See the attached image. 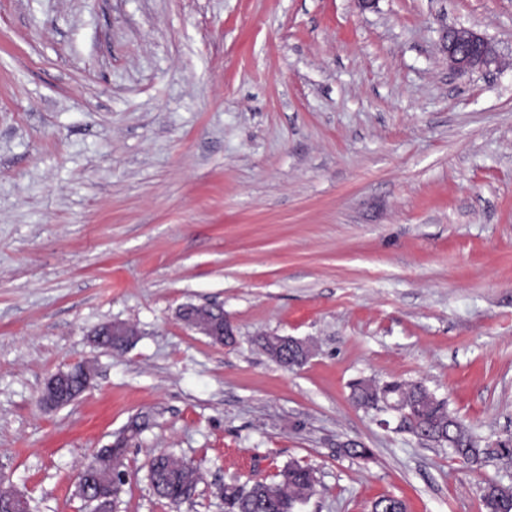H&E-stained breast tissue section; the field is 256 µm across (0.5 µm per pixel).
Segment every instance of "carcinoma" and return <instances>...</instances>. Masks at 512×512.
<instances>
[{"mask_svg":"<svg viewBox=\"0 0 512 512\" xmlns=\"http://www.w3.org/2000/svg\"><path fill=\"white\" fill-rule=\"evenodd\" d=\"M262 347L267 355L280 365L293 369L300 366L299 355L290 348L283 350L263 338ZM82 386V373L74 372L63 387L61 401L68 403ZM351 400L366 412L379 413L382 404L398 401L409 413V422L403 431L419 439L448 445V448L469 465H478L487 457L482 440L461 423L449 410L447 401L437 398L422 383L387 381L382 384L359 379L351 384ZM125 448L117 444L105 450L103 459L92 477V484L82 489L87 501L98 489L116 498L120 487L115 484L111 463L120 460ZM148 480L155 494L170 503L191 498L197 492L200 481L197 469L171 454L152 458ZM315 472L298 463L284 466L274 482L258 481L250 487L226 484L222 489L225 512H297V507L307 502L317 491ZM483 506L486 512H512V489L489 483L483 490ZM405 503L396 497L385 496L373 504V512H400Z\"/></svg>","mask_w":512,"mask_h":512,"instance_id":"1","label":"carcinoma"}]
</instances>
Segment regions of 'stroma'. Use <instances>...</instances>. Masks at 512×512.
Returning <instances> with one entry per match:
<instances>
[{
	"label": "stroma",
	"instance_id": "stroma-1",
	"mask_svg": "<svg viewBox=\"0 0 512 512\" xmlns=\"http://www.w3.org/2000/svg\"><path fill=\"white\" fill-rule=\"evenodd\" d=\"M461 26L500 67L450 70ZM108 322L138 334L104 350ZM269 335L313 354L286 370ZM85 360L90 388L42 404ZM358 379L512 436V0H0V475L33 512H90L75 474L121 437L117 512H224L220 487L294 462L318 479L299 512H485L512 486L378 425ZM161 451L201 476L176 510ZM187 326L194 331L209 337L223 336L224 344H227L229 340H232L233 332L228 322L224 320V331L222 328H218L207 309L200 307L197 314L190 319H182ZM79 370L78 372H73L69 379L66 381L69 371L71 370ZM85 373V384L82 390V393L86 390L89 385V382L93 375V370L87 363H77L73 365H68L67 369H60L55 374H53L41 394V401L43 404L52 407L58 408L62 407L69 403L71 399L79 392L80 387L82 386V373ZM65 387H63V396L61 397L62 404H56L55 400L58 394L59 389L65 383ZM483 489L482 502L486 512H512L510 488L489 483Z\"/></svg>",
	"mask_w": 512,
	"mask_h": 512
}]
</instances>
